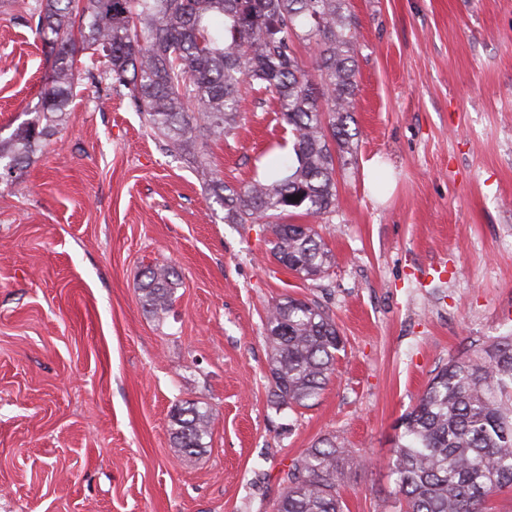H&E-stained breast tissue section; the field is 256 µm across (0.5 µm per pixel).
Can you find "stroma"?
Here are the masks:
<instances>
[{"mask_svg":"<svg viewBox=\"0 0 512 512\" xmlns=\"http://www.w3.org/2000/svg\"><path fill=\"white\" fill-rule=\"evenodd\" d=\"M35 0H0V137L34 116L51 63ZM359 135L304 280L263 224H228L192 160L126 91L81 79L51 141L0 181V512H275L283 477L335 437L348 512H397L395 422L448 359L512 332V0H349ZM209 155L225 182L288 155L272 105ZM182 285L164 318L140 270ZM318 301L345 349L315 405L270 401L266 309ZM208 405L204 455L170 416Z\"/></svg>","mask_w":512,"mask_h":512,"instance_id":"35a3bbf8","label":"stroma"}]
</instances>
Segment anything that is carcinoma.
Here are the masks:
<instances>
[{"label": "carcinoma", "mask_w": 512, "mask_h": 512, "mask_svg": "<svg viewBox=\"0 0 512 512\" xmlns=\"http://www.w3.org/2000/svg\"><path fill=\"white\" fill-rule=\"evenodd\" d=\"M31 19L57 51L35 116L0 138V179L56 134L80 80L78 55L91 50L167 151L199 159L203 186L224 202V223L268 225L270 255L305 280L332 267L334 254L314 225L283 219L336 213V165L346 164L358 135L350 128L357 81L348 0H36ZM301 45L315 47L317 74L305 70ZM245 85L276 106L292 154L237 188L205 155L213 138L239 126ZM180 284L175 267L146 266L145 308L166 315ZM266 340L274 405L314 406L343 348L329 312L315 300H276ZM211 422L207 405L176 408V447L188 457L204 452ZM391 465L399 512H487L492 496L512 488V335L448 359L396 426ZM283 483L276 512L346 508L341 451L331 438L303 451Z\"/></svg>", "instance_id": "cac0c4a2"}]
</instances>
